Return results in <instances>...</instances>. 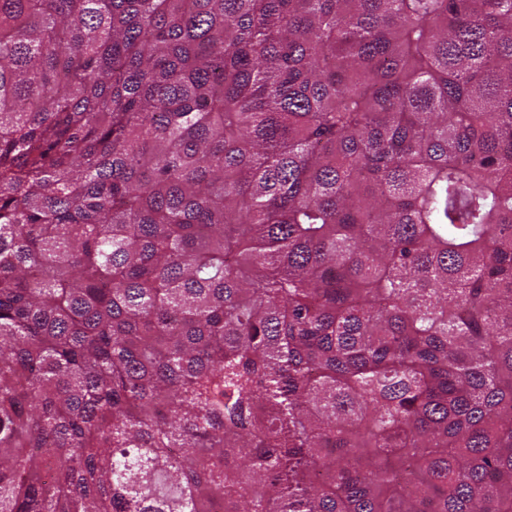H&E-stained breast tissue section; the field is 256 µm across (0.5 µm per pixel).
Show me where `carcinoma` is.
<instances>
[{"instance_id": "carcinoma-1", "label": "carcinoma", "mask_w": 512, "mask_h": 512, "mask_svg": "<svg viewBox=\"0 0 512 512\" xmlns=\"http://www.w3.org/2000/svg\"><path fill=\"white\" fill-rule=\"evenodd\" d=\"M0 512H512V0H0Z\"/></svg>"}]
</instances>
